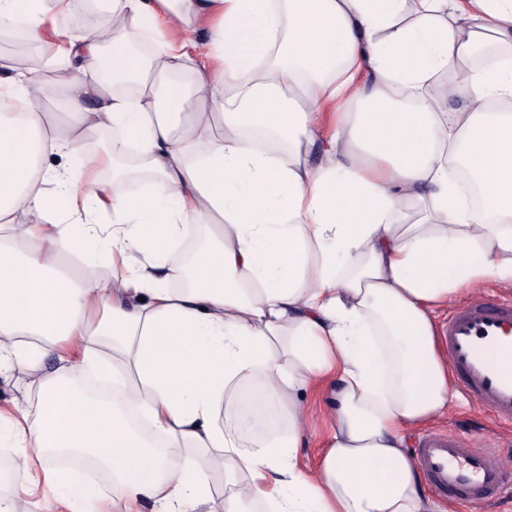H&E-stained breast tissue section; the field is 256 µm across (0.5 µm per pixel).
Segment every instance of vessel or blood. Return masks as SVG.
Segmentation results:
<instances>
[{
	"label": "vessel or blood",
	"instance_id": "1",
	"mask_svg": "<svg viewBox=\"0 0 512 512\" xmlns=\"http://www.w3.org/2000/svg\"><path fill=\"white\" fill-rule=\"evenodd\" d=\"M441 342L461 393L512 425V300L455 306ZM416 459L443 496L484 504L512 493V462L488 436L433 433L421 441Z\"/></svg>",
	"mask_w": 512,
	"mask_h": 512
}]
</instances>
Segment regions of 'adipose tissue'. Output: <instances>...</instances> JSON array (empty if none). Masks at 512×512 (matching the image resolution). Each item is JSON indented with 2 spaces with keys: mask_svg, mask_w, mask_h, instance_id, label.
Masks as SVG:
<instances>
[{
  "mask_svg": "<svg viewBox=\"0 0 512 512\" xmlns=\"http://www.w3.org/2000/svg\"><path fill=\"white\" fill-rule=\"evenodd\" d=\"M109 2L75 34L57 23L71 0H0V26L55 44L72 121L50 126L35 68L0 79L16 106L0 113V374L63 363L34 408L0 415L16 467L66 512H436L408 452L454 396L434 312L464 286L512 284V0ZM445 70L460 83L442 96ZM128 77L137 92L114 91ZM103 128L134 150L113 177L149 174L148 191L97 181L111 159L82 143ZM103 215L121 272L74 280L63 265ZM187 224L213 230L172 288L161 262ZM91 370L111 399L84 393ZM243 377L258 380L243 425L283 423L287 439L246 451L217 425ZM314 380L331 426L308 472L299 392ZM75 454L109 489L50 461Z\"/></svg>",
  "mask_w": 512,
  "mask_h": 512,
  "instance_id": "1",
  "label": "adipose tissue"
}]
</instances>
